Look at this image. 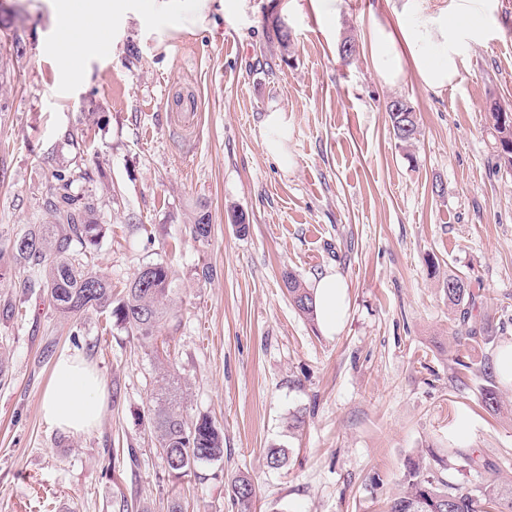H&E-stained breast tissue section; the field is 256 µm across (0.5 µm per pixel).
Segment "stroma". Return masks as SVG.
Masks as SVG:
<instances>
[{"label":"stroma","mask_w":512,"mask_h":512,"mask_svg":"<svg viewBox=\"0 0 512 512\" xmlns=\"http://www.w3.org/2000/svg\"><path fill=\"white\" fill-rule=\"evenodd\" d=\"M481 2V33L437 95L373 72L366 20L387 0H337L323 21L308 0H239L228 13L183 0L186 14L206 15L194 26L129 12L105 20L109 48L76 76L53 51V0H0V309L19 311L0 317V512H168L174 498L183 512H235L225 488L242 474L257 512H388L412 458L469 490L512 479V386L492 371L512 344V173L496 166L487 121L491 102L512 107V0ZM347 39L357 53L346 62ZM394 98L415 109L413 145L390 131ZM274 109L291 123L286 165L261 144ZM175 112L194 113L193 125H175ZM59 171L109 227L89 269L114 297L143 265L171 268L177 308L154 344L106 311L63 321L30 287L37 271L13 267L15 235L51 220ZM200 208L212 224L204 243L191 234ZM288 272L310 288L326 273L345 279L339 334L294 309ZM451 273L488 308L491 340L457 346ZM64 355L105 384L85 432L41 410ZM164 367L187 418L224 431L223 461L178 479L148 419ZM492 385L496 414L480 405ZM451 446L461 457L446 458ZM271 448L288 449L287 466H267Z\"/></svg>","instance_id":"obj_1"}]
</instances>
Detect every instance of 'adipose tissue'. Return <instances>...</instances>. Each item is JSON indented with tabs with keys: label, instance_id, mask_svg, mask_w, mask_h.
<instances>
[{
	"label": "adipose tissue",
	"instance_id": "adipose-tissue-1",
	"mask_svg": "<svg viewBox=\"0 0 512 512\" xmlns=\"http://www.w3.org/2000/svg\"><path fill=\"white\" fill-rule=\"evenodd\" d=\"M428 0H394L388 12L370 14L367 21L369 57L376 76L386 85L415 77L434 93L453 84L463 65L462 45L476 37L483 16L476 0H452L450 6L430 11ZM125 0H56L58 35L55 54L61 65L76 72L85 57L100 48L106 37L105 18L124 13ZM321 330L339 333L348 307L342 276H321L313 290ZM106 399L102 381L72 356L57 361L51 388L43 402L45 417L58 428L83 432L101 418Z\"/></svg>",
	"mask_w": 512,
	"mask_h": 512
}]
</instances>
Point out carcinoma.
Masks as SVG:
<instances>
[{
    "mask_svg": "<svg viewBox=\"0 0 512 512\" xmlns=\"http://www.w3.org/2000/svg\"><path fill=\"white\" fill-rule=\"evenodd\" d=\"M393 136L402 144L412 145L421 131L413 107L403 100L387 106ZM489 122L494 138L497 166L512 169V107L496 101L489 106ZM65 176L56 174L59 192L49 202L54 222L36 224L10 241L15 266L34 268L39 279L31 288H43L58 315L78 321L90 310H108L115 323L143 343H151L159 328L171 315L176 285L170 267L164 262L148 263L131 280L124 295L112 300V283L86 268L85 259L103 239L106 228L93 210L82 207L68 192ZM191 233L199 242L211 234L210 215L204 209L195 212ZM81 246L79 256L68 251L72 243ZM293 306L305 317H314L311 289L293 273L284 275ZM448 305L460 313L461 334L469 340L476 330L468 326L472 313L479 309L469 282L457 274L448 275ZM157 397L148 409L149 423L160 441L168 474L179 478L196 465L224 459V431L209 416L189 421L184 415L181 386L173 374L162 378ZM484 408L501 410L502 402L495 387L482 393ZM405 488L392 499L390 512H512V481L490 480L476 491L452 487L433 475H421L416 462L409 463ZM227 495L236 512H255L256 489L251 479L240 475L227 487Z\"/></svg>",
    "mask_w": 512,
    "mask_h": 512,
    "instance_id": "carcinoma-1",
    "label": "carcinoma"
}]
</instances>
